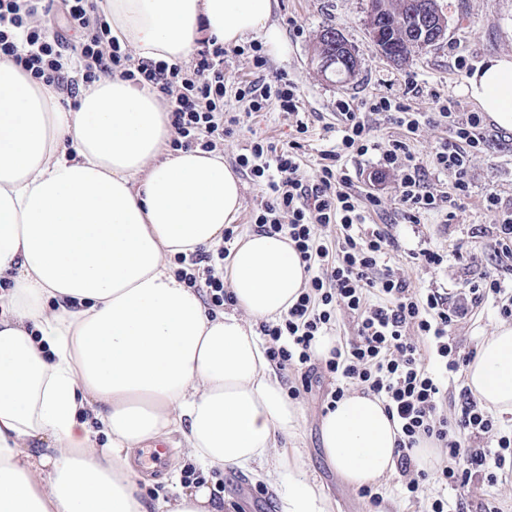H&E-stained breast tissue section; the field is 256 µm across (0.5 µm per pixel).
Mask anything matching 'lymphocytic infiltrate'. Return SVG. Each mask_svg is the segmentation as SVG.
Returning a JSON list of instances; mask_svg holds the SVG:
<instances>
[{"instance_id":"1","label":"lymphocytic infiltrate","mask_w":512,"mask_h":512,"mask_svg":"<svg viewBox=\"0 0 512 512\" xmlns=\"http://www.w3.org/2000/svg\"><path fill=\"white\" fill-rule=\"evenodd\" d=\"M40 2L0 0V58L13 59L34 80L68 86L63 59L69 54L82 64L83 84L117 76L158 91L168 98L175 131L171 147L176 151L216 149L238 124L237 116L224 114L223 44L208 40L189 66L136 59L112 41L111 25L98 15L94 0H60L69 29L79 36L66 47L38 24ZM417 90V83L408 82L405 95L380 97L367 112L415 130L419 115L408 97ZM236 94L249 113L278 110L293 115L302 105L299 88L283 76L272 84L259 76L237 87ZM430 96L435 105L431 120L446 126L448 137L429 161H421L399 140L380 150L381 168L400 177L397 202L403 219L411 224L430 212L441 213L449 222L455 219L457 199L469 192L471 158L488 144L481 113H470L462 122L456 116V98L437 90ZM336 109L343 118L338 142L312 175L302 174L294 143L280 149L256 140L237 158L239 169L263 189L253 224L267 235L287 234L309 274L307 286L287 315L261 323L268 341L266 355L279 365L301 369L306 391L318 372L329 374L334 380L329 403L352 389L381 399L400 427L396 467L405 479L408 499L427 501V512H468L462 499L448 498V490L476 480L493 486L512 482V425L502 424L466 387L460 390L456 414L448 415L447 384L463 377L476 355L475 350L461 349L453 329L469 310L488 300L496 303L502 319L512 320V289L500 278L488 276L453 301L437 288L410 287L406 278L386 267V258L399 243L387 228L366 226L360 202L351 191L352 177L339 164L342 155L363 157L378 150L377 144L365 112L342 99ZM430 167L453 175L454 195L440 196L428 189L424 175ZM326 228L336 233L334 245L321 238ZM235 236L234 228H225V246L214 252L200 249L177 260L178 279L203 291L210 306H223L230 299L224 287V260ZM342 308L357 315V338L334 348L330 358L319 359L313 346ZM425 438L434 440L443 453L430 473L414 464L415 449ZM433 484L438 487L434 494L428 491Z\"/></svg>"}]
</instances>
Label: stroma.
Here are the masks:
<instances>
[{
	"label": "stroma",
	"mask_w": 512,
	"mask_h": 512,
	"mask_svg": "<svg viewBox=\"0 0 512 512\" xmlns=\"http://www.w3.org/2000/svg\"><path fill=\"white\" fill-rule=\"evenodd\" d=\"M437 4L447 22L443 40L396 65L382 56L371 41L367 26L370 0H277L271 21L283 32L289 52L287 59L269 60L264 75L270 82L282 75L297 84L304 108L296 117L270 111L242 118L235 133L224 140V161L235 165L238 155L257 139L281 146L298 139L302 142L298 151L301 166L312 171L320 163L322 151L333 149L336 144L342 124L336 110L337 99L362 105L382 96L402 94L406 79H413L423 89L422 94L410 100L413 110L422 115L418 130L411 132L377 118L373 126L378 150L345 160L347 167L357 173L356 193L363 198L375 193L381 198L380 207L367 211L366 221L389 225L400 245L389 264L399 269L411 287L443 288L454 294L491 272L512 286V270L496 267L489 252L496 218L485 208L486 194L497 193L512 208V137L497 138L495 123L486 125L492 135L487 151L475 155L470 163V192L459 200L453 223H445L434 213L422 216L417 224L405 222L394 211L398 174L389 171L379 174V180L370 178L371 173H378L380 149L390 142L403 141L415 156L424 159L447 138V128L427 119L433 110L429 90L451 91L460 101L459 120L478 111V104L463 92L467 75L456 70V57H466L474 68L493 56H512V0H437ZM328 27L342 35L358 60L355 74L343 80L323 75L318 68L316 48L322 30ZM300 120L309 127L303 137L296 132ZM423 248L446 253L447 260L439 270L418 269L412 254ZM500 322L492 303L486 302L458 323L455 334L462 348L475 347ZM331 387L332 380L326 377L298 398L299 428L294 436L279 438L280 451L298 461L304 475L322 489L330 512H423V504L408 500L398 473L377 482L380 502L374 506L328 462L321 444L320 422L324 416L323 400ZM200 476L224 512H246L237 500L236 483L241 479L248 482L253 497L247 512H283L287 486L270 485L261 472L213 467L201 471Z\"/></svg>",
	"instance_id": "stroma-1"
}]
</instances>
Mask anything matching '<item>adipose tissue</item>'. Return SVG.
Wrapping results in <instances>:
<instances>
[{"mask_svg": "<svg viewBox=\"0 0 512 512\" xmlns=\"http://www.w3.org/2000/svg\"><path fill=\"white\" fill-rule=\"evenodd\" d=\"M276 0H102L111 36L152 60H183L201 36L288 42ZM512 129V58L483 61L464 87ZM54 86L0 60V512H147L133 452L184 449L201 467L287 481L284 512H329L277 450L300 410L266 357L259 322L286 315L307 274L284 234L230 252V311L209 315L176 256L224 241L243 185L219 151H169L157 95L120 78L65 109ZM466 384L512 414V325L480 345ZM397 425L354 391L321 421L330 464L358 487L389 475ZM48 452L37 453L40 444Z\"/></svg>", "mask_w": 512, "mask_h": 512, "instance_id": "1", "label": "adipose tissue"}]
</instances>
